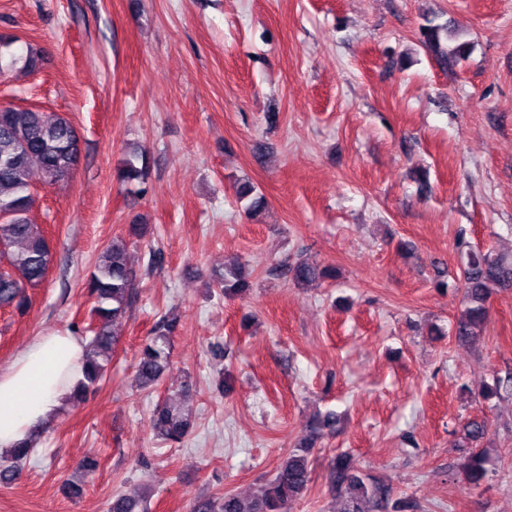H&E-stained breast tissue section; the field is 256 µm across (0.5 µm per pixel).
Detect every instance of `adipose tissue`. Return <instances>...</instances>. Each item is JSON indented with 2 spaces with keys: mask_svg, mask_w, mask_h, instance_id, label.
I'll use <instances>...</instances> for the list:
<instances>
[{
  "mask_svg": "<svg viewBox=\"0 0 512 512\" xmlns=\"http://www.w3.org/2000/svg\"><path fill=\"white\" fill-rule=\"evenodd\" d=\"M83 339L70 333L36 337L0 370V454L51 421L82 378Z\"/></svg>",
  "mask_w": 512,
  "mask_h": 512,
  "instance_id": "ef3b65f1",
  "label": "adipose tissue"
}]
</instances>
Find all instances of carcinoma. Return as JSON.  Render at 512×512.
Here are the masks:
<instances>
[{
    "label": "carcinoma",
    "mask_w": 512,
    "mask_h": 512,
    "mask_svg": "<svg viewBox=\"0 0 512 512\" xmlns=\"http://www.w3.org/2000/svg\"><path fill=\"white\" fill-rule=\"evenodd\" d=\"M446 26L426 21L420 28V42L440 62L459 59L464 46L442 42ZM81 154L80 138L65 117L48 114L36 107H0V307L24 314L30 303L27 289L43 283L51 263V251L44 228L34 224L29 212L34 205L31 172L42 175L43 184L52 186L65 181L77 166ZM148 160L142 152L129 153L115 170L116 181L129 189L145 183ZM281 274L296 285H308L334 278V270L307 259L285 265ZM462 288L466 308L455 325V337L467 340L479 335L485 322L487 302L494 288H512V254H493L470 249L463 254ZM136 271L127 258V244L112 240L102 251L87 282L91 308L92 336L87 343L84 378L77 384L78 396H84L98 384L112 361L119 339L110 330L111 320L126 313L134 299ZM226 295H242L250 290L248 273L242 266L227 271L220 279ZM177 318L164 315L153 325L151 336L141 346L134 364L141 387L159 384L171 366L170 344L178 331ZM512 390V377H496L480 393L486 403ZM336 415L318 416L296 449L288 454L276 474L268 479L249 505L238 496L226 493L221 498L195 501L192 512H290L294 502L306 491L311 478L309 456L319 439L334 430ZM156 436L169 443H181L191 429V419L176 399L165 398L157 404L150 419ZM488 425L472 420L463 428L458 443L470 447L465 468L466 479L474 487L487 479L486 449ZM34 451L31 442H21L12 453L0 456V482L9 483L22 471ZM330 480L336 494L345 499L344 512H387L391 487L366 474L352 457L341 454L332 461ZM110 512H143L140 500L130 495H116Z\"/></svg>",
    "instance_id": "carcinoma-1"
}]
</instances>
